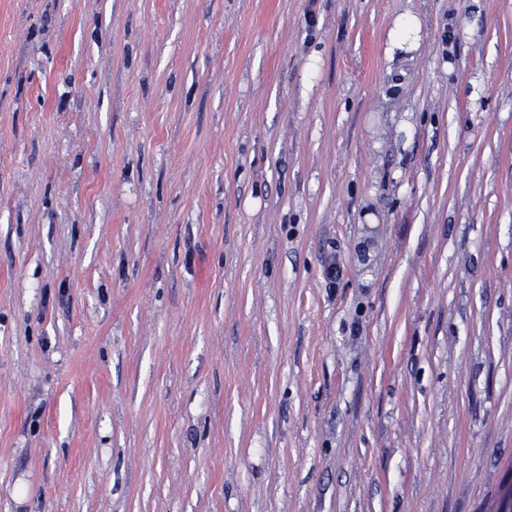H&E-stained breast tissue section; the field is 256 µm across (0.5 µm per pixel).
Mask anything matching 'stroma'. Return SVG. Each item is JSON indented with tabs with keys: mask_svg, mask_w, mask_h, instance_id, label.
<instances>
[{
	"mask_svg": "<svg viewBox=\"0 0 512 512\" xmlns=\"http://www.w3.org/2000/svg\"><path fill=\"white\" fill-rule=\"evenodd\" d=\"M511 488L512 0H0V512ZM421 29L422 23L416 14H400L390 30L388 50L390 52L395 50L402 52L415 51L420 45Z\"/></svg>",
	"mask_w": 512,
	"mask_h": 512,
	"instance_id": "stroma-1",
	"label": "stroma"
}]
</instances>
